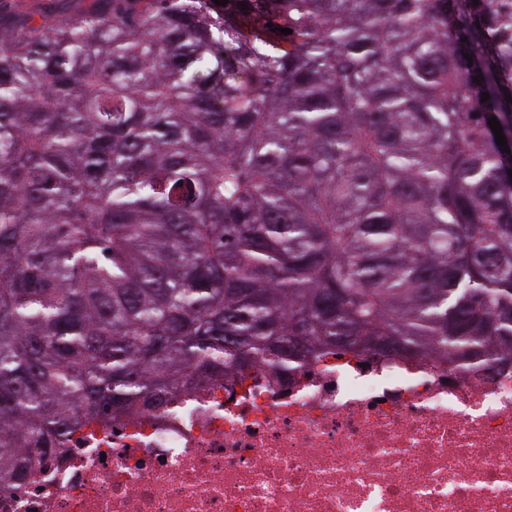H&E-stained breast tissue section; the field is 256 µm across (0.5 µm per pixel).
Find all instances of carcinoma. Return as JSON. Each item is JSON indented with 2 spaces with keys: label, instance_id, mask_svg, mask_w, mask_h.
<instances>
[{
  "label": "carcinoma",
  "instance_id": "carcinoma-1",
  "mask_svg": "<svg viewBox=\"0 0 512 512\" xmlns=\"http://www.w3.org/2000/svg\"><path fill=\"white\" fill-rule=\"evenodd\" d=\"M509 95L512 0L0 14V485L190 379L511 352Z\"/></svg>",
  "mask_w": 512,
  "mask_h": 512
}]
</instances>
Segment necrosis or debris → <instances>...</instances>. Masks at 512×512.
Wrapping results in <instances>:
<instances>
[{
	"label": "necrosis or debris",
	"instance_id": "4bbe7bcc",
	"mask_svg": "<svg viewBox=\"0 0 512 512\" xmlns=\"http://www.w3.org/2000/svg\"><path fill=\"white\" fill-rule=\"evenodd\" d=\"M0 512H512V366L311 356L98 418Z\"/></svg>",
	"mask_w": 512,
	"mask_h": 512
}]
</instances>
